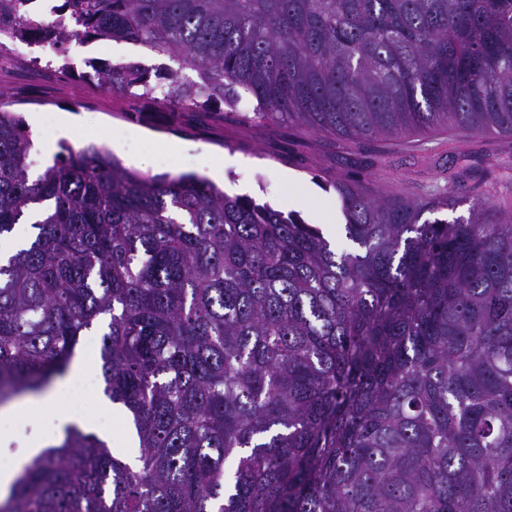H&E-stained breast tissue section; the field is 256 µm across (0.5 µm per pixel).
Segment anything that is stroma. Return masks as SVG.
Segmentation results:
<instances>
[{
  "label": "stroma",
  "mask_w": 512,
  "mask_h": 512,
  "mask_svg": "<svg viewBox=\"0 0 512 512\" xmlns=\"http://www.w3.org/2000/svg\"><path fill=\"white\" fill-rule=\"evenodd\" d=\"M52 57L51 49L40 45L20 54L10 50L0 55V89L11 94L16 111L31 124L34 171L51 165L53 157L45 152L44 145L54 139L59 117L74 113L84 122L72 132L69 143L73 147H109L120 135L124 149L118 152V159L124 162L129 153L148 150L155 158L154 172L158 175H195L211 161L237 158L239 166L224 172L225 183L247 184L249 197L277 210L288 195L304 192L294 214L308 224L315 215L334 214L332 235L337 239L343 235L345 217L333 187L335 180L402 189L416 198L451 182L458 194L470 196L497 175L486 158L489 150H496L501 160L512 159V140L491 145L460 132L436 131L410 136L402 145L374 143L363 149L361 160L340 164L329 141L289 123H238L230 116L218 122L206 112L172 113L161 108L137 111L128 99L98 89L86 77L87 62L92 58L115 64L131 60L148 66L164 64V57L141 46L128 43L123 52L115 53L105 41H72L69 57L75 75L69 79L57 78L54 68L48 67ZM130 129L142 132L145 142L127 139L125 133ZM173 142L186 144V151L170 152L168 146Z\"/></svg>",
  "instance_id": "35a3bbf8"
}]
</instances>
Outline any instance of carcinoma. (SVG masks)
Returning <instances> with one entry per match:
<instances>
[{
	"label": "carcinoma",
	"mask_w": 512,
	"mask_h": 512,
	"mask_svg": "<svg viewBox=\"0 0 512 512\" xmlns=\"http://www.w3.org/2000/svg\"><path fill=\"white\" fill-rule=\"evenodd\" d=\"M0 0L49 44L124 41L178 69L91 64L142 105L237 111L350 153L453 129L512 139V0ZM195 72L196 78L181 75ZM157 82H152V79ZM0 92V403L62 375L103 321L130 464L72 426L0 512H512V206L334 182L349 247L192 175L60 145L32 170ZM468 204V216L437 217Z\"/></svg>",
	"instance_id": "cac0c4a2"
}]
</instances>
